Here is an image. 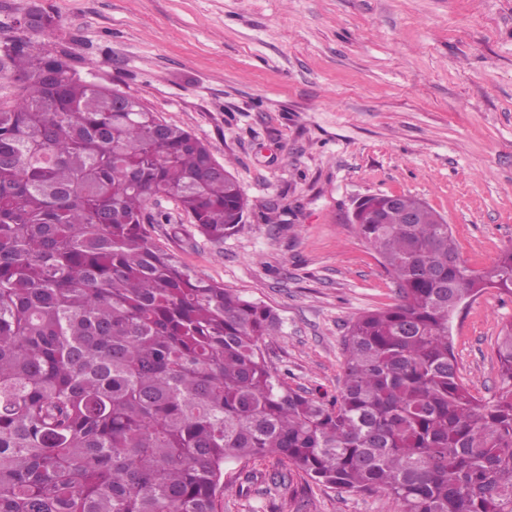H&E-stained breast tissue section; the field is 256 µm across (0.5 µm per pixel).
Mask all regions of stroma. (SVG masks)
<instances>
[{"label":"stroma","instance_id":"35a3bbf8","mask_svg":"<svg viewBox=\"0 0 512 512\" xmlns=\"http://www.w3.org/2000/svg\"><path fill=\"white\" fill-rule=\"evenodd\" d=\"M80 76L140 98L205 141L248 201L223 242L169 198L145 227L199 277L270 306L264 354L289 386L332 399L343 338L397 303L378 255L347 223L374 194L417 198L473 270L512 247V0H0V39L33 4ZM512 295L482 292L453 320L462 384L499 387ZM272 459L224 470L221 512H397Z\"/></svg>","mask_w":512,"mask_h":512}]
</instances>
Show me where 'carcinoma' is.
Instances as JSON below:
<instances>
[{"label":"carcinoma","instance_id":"cac0c4a2","mask_svg":"<svg viewBox=\"0 0 512 512\" xmlns=\"http://www.w3.org/2000/svg\"><path fill=\"white\" fill-rule=\"evenodd\" d=\"M0 41V512H219L224 467L274 457L398 512H512V321L500 388L475 397L451 337L460 302L512 295V248L477 273L423 201L418 224L367 201L360 236L398 303L358 316L342 385L323 401L269 366L268 306L154 245L167 197L218 243L246 207L203 141L81 78L63 47ZM126 96L119 103L116 98Z\"/></svg>","mask_w":512,"mask_h":512}]
</instances>
